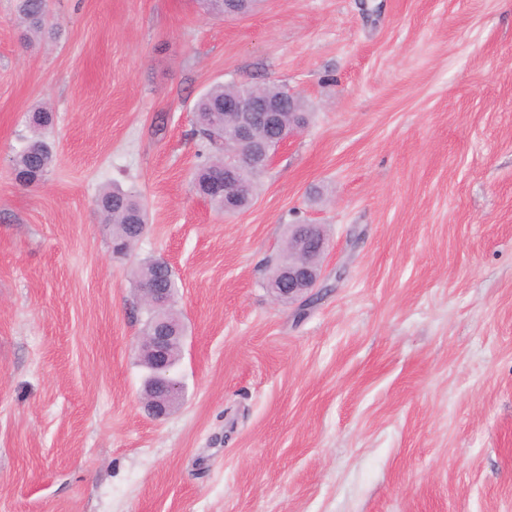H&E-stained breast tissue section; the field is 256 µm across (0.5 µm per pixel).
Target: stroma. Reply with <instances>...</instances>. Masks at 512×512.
<instances>
[{
    "mask_svg": "<svg viewBox=\"0 0 512 512\" xmlns=\"http://www.w3.org/2000/svg\"><path fill=\"white\" fill-rule=\"evenodd\" d=\"M0 0V512H512V0ZM310 106L250 205L193 188L212 84ZM55 159L19 185L26 116ZM141 194L128 256L95 206ZM322 225L314 296L266 281ZM186 325L143 408L136 267ZM46 0H19L18 14L29 31L38 34L45 30ZM135 282L140 289H153L167 301V311L171 319L178 321V336H173L174 328L164 311V300L151 297L157 309L152 329L143 336L147 344V355L151 366L150 385L146 388L144 405L155 419L168 416L180 403L181 385L170 379L169 351L174 338L185 336V328L180 313L175 309V298L179 285L174 271L161 259H151L141 263L135 271Z\"/></svg>",
    "mask_w": 512,
    "mask_h": 512,
    "instance_id": "1",
    "label": "stroma"
}]
</instances>
